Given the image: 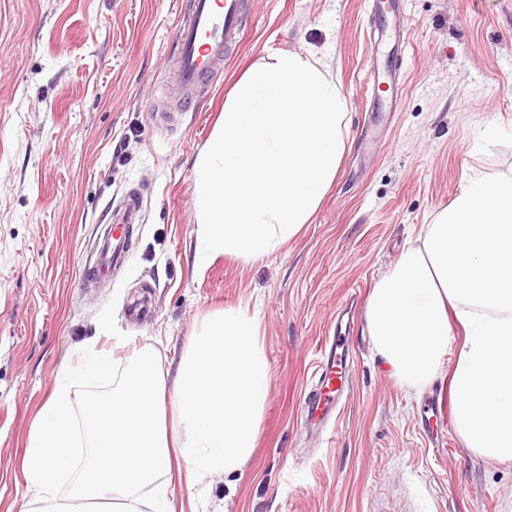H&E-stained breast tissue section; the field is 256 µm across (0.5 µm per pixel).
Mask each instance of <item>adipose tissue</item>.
I'll list each match as a JSON object with an SVG mask.
<instances>
[{"label":"adipose tissue","instance_id":"obj_1","mask_svg":"<svg viewBox=\"0 0 512 512\" xmlns=\"http://www.w3.org/2000/svg\"><path fill=\"white\" fill-rule=\"evenodd\" d=\"M379 355L408 388L439 376L452 325L464 331L450 379L452 425L491 463L512 462V174L476 170L452 206L424 225L366 308ZM62 365L28 439L21 512H174L173 464L205 480L248 460L269 366L255 317H209L176 369L134 353L120 383L82 404L93 444L82 450L72 389L111 374V359Z\"/></svg>","mask_w":512,"mask_h":512}]
</instances>
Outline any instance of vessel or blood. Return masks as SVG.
Returning <instances> with one entry per match:
<instances>
[{
  "label": "vessel or blood",
  "mask_w": 512,
  "mask_h": 512,
  "mask_svg": "<svg viewBox=\"0 0 512 512\" xmlns=\"http://www.w3.org/2000/svg\"><path fill=\"white\" fill-rule=\"evenodd\" d=\"M248 12L247 0H190L175 35L173 53L174 82L170 88L181 111L194 110L197 92L203 91L224 66L236 35L243 29ZM140 199L130 194L114 223L108 224L98 241V260L93 277L107 280L114 268L128 256V224L139 216ZM340 337L325 339L310 390L304 400L303 416L307 427L332 433L336 409L349 387L337 351L343 348Z\"/></svg>",
  "instance_id": "b4317fda"
}]
</instances>
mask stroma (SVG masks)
I'll list each match as a JSON object with an SVG mask.
<instances>
[{"label": "stroma", "instance_id": "1", "mask_svg": "<svg viewBox=\"0 0 512 512\" xmlns=\"http://www.w3.org/2000/svg\"><path fill=\"white\" fill-rule=\"evenodd\" d=\"M188 0H0V512L62 363L78 347L122 368L155 350L177 365L214 313L259 321L269 390L252 454L210 484L176 486L178 512H512V462L466 448L451 425L453 357L423 392L403 387L365 320L333 439L300 424L337 309L374 284L474 168L512 171V0H403L410 37L394 112L373 114L366 74L388 43L370 0H252L238 51L197 111L153 109ZM313 53L347 103L336 179L279 251L195 263L193 165L244 70ZM140 197L130 257L83 277L108 208ZM148 296L149 320L126 308ZM448 455L440 459L437 448Z\"/></svg>", "mask_w": 512, "mask_h": 512}]
</instances>
